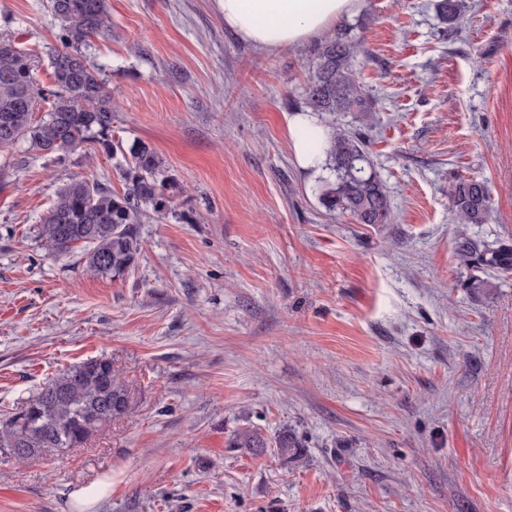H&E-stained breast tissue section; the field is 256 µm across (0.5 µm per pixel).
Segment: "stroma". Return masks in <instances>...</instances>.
<instances>
[{"mask_svg": "<svg viewBox=\"0 0 512 512\" xmlns=\"http://www.w3.org/2000/svg\"><path fill=\"white\" fill-rule=\"evenodd\" d=\"M436 0H368L348 17L368 101L337 114L359 136L390 221L329 212L288 121L320 48L257 50L215 0H107L86 50L117 108L113 134L148 143L177 216L140 225L123 278L86 248L40 237L74 176L119 191L122 157L0 149V414L61 371L110 359L130 406L81 447L0 454V512H512V273L472 298L460 236L512 242V0H466L456 31ZM49 0H0V38L51 88L61 48ZM485 182L491 216L457 223L449 191ZM291 429L294 459L229 447ZM110 488L111 484L109 481L98 479L77 490L74 496L80 505H84L86 506L85 509H88L92 508L102 499L109 492Z\"/></svg>", "mask_w": 512, "mask_h": 512, "instance_id": "obj_1", "label": "stroma"}]
</instances>
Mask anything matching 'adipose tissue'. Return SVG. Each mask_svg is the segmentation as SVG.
<instances>
[{"label":"adipose tissue","mask_w":512,"mask_h":512,"mask_svg":"<svg viewBox=\"0 0 512 512\" xmlns=\"http://www.w3.org/2000/svg\"><path fill=\"white\" fill-rule=\"evenodd\" d=\"M226 27L256 48L275 52L319 40L337 23L366 7V0H216ZM288 137L299 165L321 173L326 155L318 144L326 130L314 115L295 113Z\"/></svg>","instance_id":"adipose-tissue-1"}]
</instances>
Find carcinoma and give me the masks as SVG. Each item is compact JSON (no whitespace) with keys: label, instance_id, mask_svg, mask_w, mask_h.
Returning <instances> with one entry per match:
<instances>
[{"label":"carcinoma","instance_id":"cac0c4a2","mask_svg":"<svg viewBox=\"0 0 512 512\" xmlns=\"http://www.w3.org/2000/svg\"><path fill=\"white\" fill-rule=\"evenodd\" d=\"M50 8L60 23L65 46L51 55L54 88L42 87L34 54L0 39V149L27 142L58 160L86 144L108 156L123 153V192L88 177H74L57 190L40 230L49 253L66 255L76 244H84L89 271L120 278L134 267L142 251L138 225L149 212L183 218L171 207L175 183L148 144L135 141L125 150L112 136V97L105 92L101 67L85 53L92 37L112 29L106 0H51ZM436 8L452 25L461 18L464 4L439 0ZM351 32L339 28L317 53L305 87L306 104L314 112L330 117L365 108L366 99L352 69L361 45ZM48 95L51 108L36 123L35 104ZM324 148L328 176L318 188L321 204L357 224L387 223V191L365 143L349 133L334 132L327 135ZM450 195L458 223L488 221L491 202L484 182L462 178ZM456 254L468 271L461 287L475 297L493 288L490 276L512 272L511 243L485 244L461 237ZM128 408V390L112 361L88 360L56 375L17 412L0 420V452L24 461L49 456L58 448H77ZM274 444L286 459L298 454V442L286 430L275 437ZM229 446L261 452L268 442L254 431L241 430Z\"/></svg>","mask_w":512,"mask_h":512}]
</instances>
